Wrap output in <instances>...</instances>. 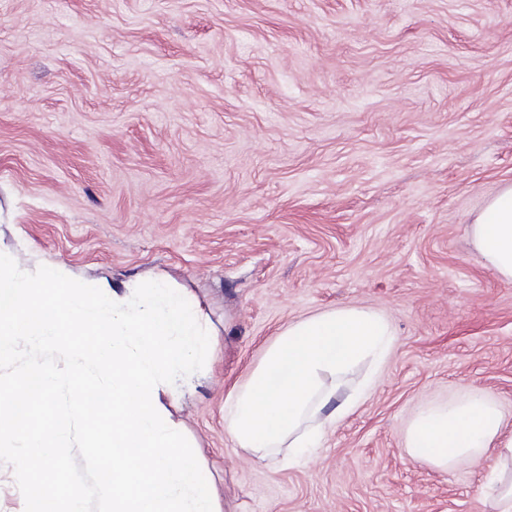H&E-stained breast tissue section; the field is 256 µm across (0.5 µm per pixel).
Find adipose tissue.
Returning a JSON list of instances; mask_svg holds the SVG:
<instances>
[{
  "label": "adipose tissue",
  "instance_id": "obj_1",
  "mask_svg": "<svg viewBox=\"0 0 512 512\" xmlns=\"http://www.w3.org/2000/svg\"><path fill=\"white\" fill-rule=\"evenodd\" d=\"M475 249L497 277L512 281V185L492 198L469 226ZM389 321L376 311L341 308L283 328L258 366L224 398V428L235 446L262 459L309 458L328 428L349 416L373 383L348 388L361 361L380 363L392 345ZM502 414L488 397L421 409L410 422L405 448L415 461L447 469L512 454L502 437Z\"/></svg>",
  "mask_w": 512,
  "mask_h": 512
}]
</instances>
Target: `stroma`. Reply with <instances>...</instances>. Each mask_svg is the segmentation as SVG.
Returning <instances> with one entry per match:
<instances>
[{"label": "stroma", "mask_w": 512, "mask_h": 512, "mask_svg": "<svg viewBox=\"0 0 512 512\" xmlns=\"http://www.w3.org/2000/svg\"><path fill=\"white\" fill-rule=\"evenodd\" d=\"M512 184V0H0V252L163 275L217 348L164 397L221 512H494L411 459L419 406L512 436V282L468 229ZM364 307L393 345L310 460L260 461L224 397L284 327Z\"/></svg>", "instance_id": "1"}]
</instances>
